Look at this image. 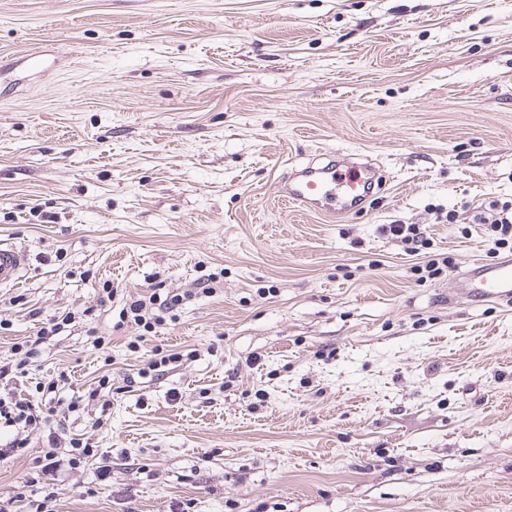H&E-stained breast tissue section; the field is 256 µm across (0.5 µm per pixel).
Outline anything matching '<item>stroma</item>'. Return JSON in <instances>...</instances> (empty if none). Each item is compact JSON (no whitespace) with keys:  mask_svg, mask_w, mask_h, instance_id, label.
Masks as SVG:
<instances>
[{"mask_svg":"<svg viewBox=\"0 0 512 512\" xmlns=\"http://www.w3.org/2000/svg\"><path fill=\"white\" fill-rule=\"evenodd\" d=\"M338 153L386 178L356 214L279 199ZM506 201L512 0H0V239L30 255L0 363L70 311L16 387L112 378L111 474L83 464L56 512H512V304L448 299L506 256L476 221ZM107 283L189 298L143 335ZM158 347L182 357L140 375ZM46 445L0 463L14 512ZM385 230L393 238L400 240L410 255H420L422 248L428 245L425 230L422 231L419 224H389ZM441 255L442 254L425 256V258H428L427 260L417 262L418 264L414 265L413 271L414 275L417 276V281L422 282L428 279H435L443 274L444 269L448 267V258H440L439 256Z\"/></svg>","mask_w":512,"mask_h":512,"instance_id":"1","label":"stroma"}]
</instances>
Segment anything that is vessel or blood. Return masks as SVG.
<instances>
[{
  "mask_svg": "<svg viewBox=\"0 0 512 512\" xmlns=\"http://www.w3.org/2000/svg\"><path fill=\"white\" fill-rule=\"evenodd\" d=\"M376 171L348 159L325 166L315 161L289 166L279 179V197L301 208L331 219L356 213ZM29 266L22 247L0 241V286L18 283ZM466 297L473 303H497L512 300V256L490 265H474L464 280Z\"/></svg>",
  "mask_w": 512,
  "mask_h": 512,
  "instance_id": "vessel-or-blood-1",
  "label": "vessel or blood"
}]
</instances>
